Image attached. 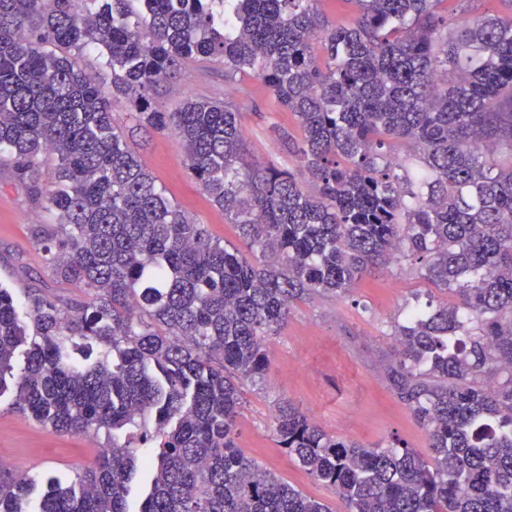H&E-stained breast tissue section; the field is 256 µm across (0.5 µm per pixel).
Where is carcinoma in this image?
Masks as SVG:
<instances>
[{"label": "carcinoma", "instance_id": "carcinoma-1", "mask_svg": "<svg viewBox=\"0 0 512 512\" xmlns=\"http://www.w3.org/2000/svg\"><path fill=\"white\" fill-rule=\"evenodd\" d=\"M318 2L0 0V160L49 217L33 227L46 265L86 295L34 290L23 318L0 287V395L23 346L17 409L112 441L35 509L28 476L1 479L0 512H331L239 448L240 380L268 371L293 302L403 261L452 297L411 306L382 364L431 457L339 440L291 405L276 442L346 512H512V13L348 0L343 22ZM94 49L139 124L175 132L246 249L130 150L80 65ZM192 56L252 74L297 117L298 170L247 161L231 102L153 105ZM143 447L157 462L133 511Z\"/></svg>", "mask_w": 512, "mask_h": 512}]
</instances>
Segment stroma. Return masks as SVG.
<instances>
[{"label": "stroma", "instance_id": "stroma-1", "mask_svg": "<svg viewBox=\"0 0 512 512\" xmlns=\"http://www.w3.org/2000/svg\"><path fill=\"white\" fill-rule=\"evenodd\" d=\"M185 98L233 101L241 114L250 159L296 168L285 139L302 138L303 130L297 118L284 111L251 74L228 81L223 63L189 59L179 88L160 91L156 104L169 110ZM112 115L128 146L170 199L196 223L206 225L214 237L241 246L230 218L192 178L175 133L139 126L121 98L114 100ZM45 219L28 182L17 177L12 165L0 164V285L12 289L21 308L32 287L53 295L75 292L74 287L55 280L32 239V226ZM427 291L405 262L356 282L344 297L295 302L287 324L270 339L265 377L241 382L245 406L237 443L246 455L305 494L328 503L333 512H344L334 488L310 479L277 447L273 433L277 406L289 403L300 408L340 439L374 446L398 438L416 451H425L426 435L388 389L381 361L391 345V327L403 319L406 302ZM16 386V380H9L0 395V458L13 459L40 488L47 479L65 480L94 467L108 445L105 435L64 434L38 424L14 408Z\"/></svg>", "mask_w": 512, "mask_h": 512}]
</instances>
